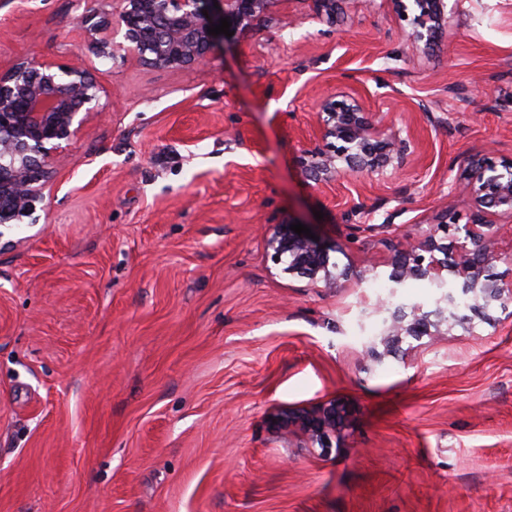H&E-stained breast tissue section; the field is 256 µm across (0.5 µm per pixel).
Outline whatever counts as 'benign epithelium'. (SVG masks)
<instances>
[{"instance_id": "1", "label": "benign epithelium", "mask_w": 512, "mask_h": 512, "mask_svg": "<svg viewBox=\"0 0 512 512\" xmlns=\"http://www.w3.org/2000/svg\"><path fill=\"white\" fill-rule=\"evenodd\" d=\"M117 27L105 21L101 29L109 33L94 39L97 54L112 61L136 57L156 68H184L204 65L216 46L229 40L208 28L229 18L230 30L238 35L251 27L269 9L272 0H119ZM316 15L328 22L336 19L340 0H311ZM398 15H406L414 45L431 46L441 40L448 23L446 0H391ZM122 40H116L117 35ZM100 88L90 71L80 63L56 64L31 56L0 75V227L20 224L34 217L41 199L37 183L47 167L80 131L87 116L101 111ZM323 144L305 151L302 161L306 175L326 188L340 175L373 173L392 168L403 172L415 145L400 138L379 115L365 108L361 97L337 92L323 97L316 113ZM457 193L468 204L469 220L462 224L453 208H448L432 233L400 244L394 255V281L406 278L443 280L448 246L437 239L451 240L457 248L454 274L463 279V288L475 293L471 310H483L492 301L512 296V284L491 272L501 259L494 235L486 232L497 224H512V158L492 151L475 156ZM279 225L270 247L275 264L288 258L287 270L310 279L327 273L322 249L308 236ZM427 331V321L416 318L405 326L396 322L390 335L419 336ZM279 423L300 424L314 436L336 428V407L316 416L288 413Z\"/></svg>"}]
</instances>
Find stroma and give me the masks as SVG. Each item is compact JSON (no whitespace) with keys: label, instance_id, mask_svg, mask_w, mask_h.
<instances>
[{"label":"stroma","instance_id":"obj_1","mask_svg":"<svg viewBox=\"0 0 512 512\" xmlns=\"http://www.w3.org/2000/svg\"><path fill=\"white\" fill-rule=\"evenodd\" d=\"M118 10L0 0V72L78 55L103 106L39 222L0 230V512H512V301L478 315L455 274L392 279L395 244L466 212L473 155L512 157V0H450L428 48L391 0L332 23L275 0L180 69L97 57ZM342 90L420 141L403 176L306 179ZM288 220L338 284L272 263ZM396 314L430 334H360ZM332 404L326 448L275 422Z\"/></svg>","mask_w":512,"mask_h":512}]
</instances>
